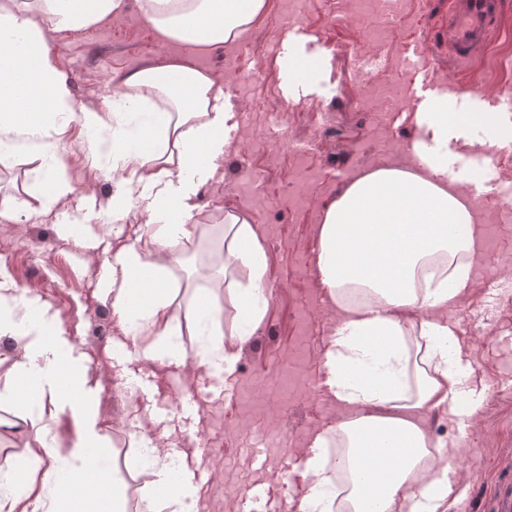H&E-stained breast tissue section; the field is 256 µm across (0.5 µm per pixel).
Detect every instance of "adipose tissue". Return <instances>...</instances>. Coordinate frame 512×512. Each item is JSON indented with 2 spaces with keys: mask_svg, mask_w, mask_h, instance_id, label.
I'll return each instance as SVG.
<instances>
[{
  "mask_svg": "<svg viewBox=\"0 0 512 512\" xmlns=\"http://www.w3.org/2000/svg\"><path fill=\"white\" fill-rule=\"evenodd\" d=\"M139 11L162 42L231 47L265 13L268 0H137ZM123 0H0V164L29 142L52 150L61 133L60 116L77 111L71 85L47 34L77 32L123 11ZM123 93L104 110L77 111L84 127L106 126V117L130 112L153 96H166L161 125L147 124L131 147L113 143L112 177L120 196L145 202L141 211L156 245L146 256L120 247L112 270L115 342L146 334L143 353L154 358L173 334L168 316L173 291L166 283L178 264L179 241L188 225L204 173L216 172L231 146L230 112L212 77L167 57L134 67L121 78ZM453 87L415 113L416 134L402 159L356 171L335 198L319 210L314 269L335 326L325 347L323 386L336 417L317 432L313 447L339 439L345 454L348 512H451L448 475L456 446L436 439L426 420L472 418L478 404L468 346L459 342L451 316L466 302L480 252L479 205L470 190L473 176L453 172L448 149L469 151L471 129L485 130L493 145H512V121L499 112L448 108ZM225 268L244 264L247 284L236 288L237 324L225 332L221 308L210 291L198 298L197 328L205 338L199 362L185 351L173 362L232 374L242 345L261 322L266 260L263 240L246 213H224ZM149 287L148 299L132 304L129 286ZM0 335L21 344L25 362L0 403L22 400L25 418L36 419V462L50 476L40 493L29 490V470L15 467L9 497L0 512H121L108 483L107 438L87 420L72 447H63L59 415L83 403L88 368L64 336L57 319L36 298L20 293L0 271ZM169 430L147 441L150 482L157 512H185L181 493L170 490L166 464ZM384 476L379 496L365 497L360 470ZM311 484L299 512H331L337 496L323 457L310 468Z\"/></svg>",
  "mask_w": 512,
  "mask_h": 512,
  "instance_id": "1",
  "label": "adipose tissue"
}]
</instances>
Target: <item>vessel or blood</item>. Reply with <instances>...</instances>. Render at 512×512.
I'll list each match as a JSON object with an SVG mask.
<instances>
[{
  "label": "vessel or blood",
  "mask_w": 512,
  "mask_h": 512,
  "mask_svg": "<svg viewBox=\"0 0 512 512\" xmlns=\"http://www.w3.org/2000/svg\"><path fill=\"white\" fill-rule=\"evenodd\" d=\"M502 10V0H456L448 15V51L452 57L465 61L487 46L496 33L495 22ZM187 464L174 485L185 490L212 478L208 457L187 454ZM247 465L253 477L243 487V495L251 502L264 505L267 512H286L285 500L273 494V473L286 471L301 475V453L290 448L250 449Z\"/></svg>",
  "instance_id": "vessel-or-blood-1"
}]
</instances>
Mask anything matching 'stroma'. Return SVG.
<instances>
[{
  "instance_id": "1",
  "label": "stroma",
  "mask_w": 512,
  "mask_h": 512,
  "mask_svg": "<svg viewBox=\"0 0 512 512\" xmlns=\"http://www.w3.org/2000/svg\"><path fill=\"white\" fill-rule=\"evenodd\" d=\"M503 2L497 37L460 66L448 60L450 0H399L389 21L381 19L376 0H268L265 14L228 55L160 45L136 0H126L120 17L53 33L79 107L103 109L119 97L118 80L127 69L163 54L188 58L210 74L235 113L236 144L224 156L223 177L205 182L195 195L197 224L179 245L186 262L169 271L179 290L170 308L177 331L170 346L192 355L202 341L196 327L199 283L191 274L201 263L200 252L208 243L223 245L225 211H244L261 228L267 312L243 345L230 397L209 404L200 445L223 472L204 493L209 499L234 488L229 469L243 466L246 449L258 439L271 448H301L333 418L334 407L318 386L333 321L312 264L315 221L351 173L414 139L408 115L388 106L392 95L411 85L405 56L419 52L437 78L424 99L440 95L449 81L471 111L494 106L512 118V0ZM292 27L298 36L286 38ZM359 49L382 51L389 66L361 68ZM229 56L237 73L233 80L226 72ZM258 61L263 74L250 78ZM280 112L288 115L286 125L277 123ZM62 123L54 156L22 146L0 165V270L57 316L65 336L96 371V398L65 413L61 435L75 442L81 417L96 414L121 501L144 507L151 492L143 444L133 434L136 415L154 414L163 402L171 423H178L170 388L183 386L184 377L170 361H152L94 336L112 316L115 252L131 244L147 255L154 244L136 209L113 222L118 190L111 173L88 153L95 132L75 115ZM454 169L480 174L482 250L474 261L470 299L453 317L459 341L471 346L472 374L485 391L474 421L435 415L428 425L438 439L461 441L456 467L462 479L453 487V512H495L499 494L512 488V275L498 268L499 256L512 254V221L500 218L512 205V189L497 180L499 173H512V146L488 157H457ZM52 172L71 191L46 212L42 203Z\"/></svg>"
}]
</instances>
